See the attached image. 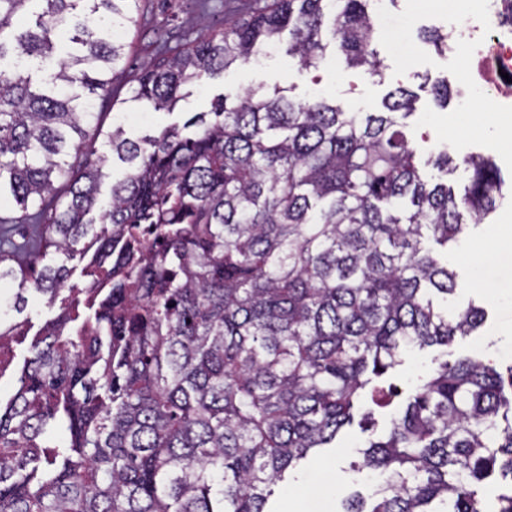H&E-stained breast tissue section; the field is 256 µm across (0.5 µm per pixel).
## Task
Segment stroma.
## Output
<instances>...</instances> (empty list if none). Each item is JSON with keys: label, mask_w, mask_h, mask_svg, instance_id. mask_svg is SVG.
I'll list each match as a JSON object with an SVG mask.
<instances>
[{"label": "stroma", "mask_w": 512, "mask_h": 512, "mask_svg": "<svg viewBox=\"0 0 512 512\" xmlns=\"http://www.w3.org/2000/svg\"><path fill=\"white\" fill-rule=\"evenodd\" d=\"M271 0H152L128 39V59L112 80L120 97H127L146 65L155 63L165 51L187 42L210 37L228 22L263 8ZM450 0H376L374 4V45L381 61L380 73L372 77L363 69L347 67L336 46H328L318 69H304L297 58L285 51L187 87L186 96L170 112L154 111L143 103L127 108L122 117L127 134L138 138L182 125L197 112H206L214 96L237 93L247 87L280 86L297 101L327 98L348 112L381 110L386 95L399 85L418 95L416 110L406 120L408 136L420 140V156L428 158L445 150L453 157L471 153L490 159L503 182V197L481 224L469 226L461 248L449 251L448 266L459 283L449 297L455 310L468 302L485 307L484 326L474 335L456 337L448 349L416 348L409 351L402 366L380 377L381 385L398 391L391 406L378 407L362 397L361 411L371 413L368 430L352 425L342 429L335 447L311 455L279 486L274 498L275 512H283L287 493H294L300 512H339L342 497L353 491L371 496L377 476L355 471L369 440L385 435L391 416L421 377L437 359L457 360L481 357L502 365L512 364V335H501L503 325H512V150L502 144L505 131H512V112L493 111L480 100L478 89L463 86L458 79L459 63L448 52L437 50L424 40L423 31L448 32L457 18L448 11ZM448 85V104L439 106L431 89Z\"/></svg>", "instance_id": "1"}]
</instances>
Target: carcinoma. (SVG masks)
I'll list each match as a JSON object with an SVG mask.
<instances>
[{"label": "carcinoma", "mask_w": 512, "mask_h": 512, "mask_svg": "<svg viewBox=\"0 0 512 512\" xmlns=\"http://www.w3.org/2000/svg\"><path fill=\"white\" fill-rule=\"evenodd\" d=\"M375 0H272L146 68L122 110L170 112L182 89L283 43L307 69L329 44L380 74ZM147 0H0V229L36 238L17 261L0 238V351L26 335L28 295L45 322L0 402V512H270L313 450L353 421L372 377L415 347H446L484 323L448 312L456 274L428 247L482 223L502 182L492 161L456 197L419 173L403 131L414 94L382 112L247 89L213 98L183 134L140 140L94 129L126 165L99 205L108 159L68 161L93 98L112 94ZM87 260L83 284L54 262ZM68 432L59 444L48 427ZM385 476L379 499L343 512H480V483L512 475V365L443 360L408 396L387 437L355 463Z\"/></svg>", "instance_id": "cac0c4a2"}]
</instances>
